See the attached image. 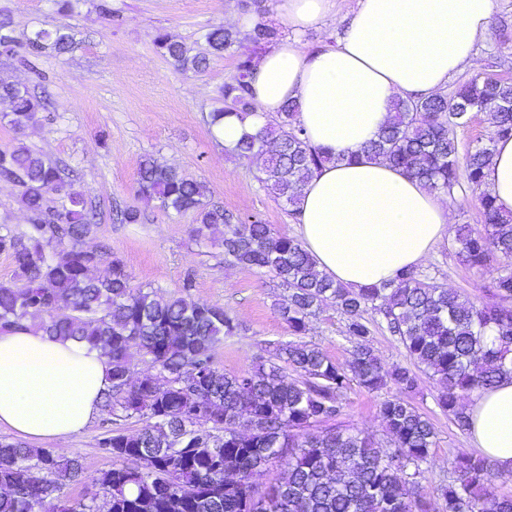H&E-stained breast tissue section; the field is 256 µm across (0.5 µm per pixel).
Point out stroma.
Here are the masks:
<instances>
[{"mask_svg":"<svg viewBox=\"0 0 512 512\" xmlns=\"http://www.w3.org/2000/svg\"><path fill=\"white\" fill-rule=\"evenodd\" d=\"M0 15L10 18L19 45L14 54L0 53V83L22 81L45 92L49 104L34 122L17 133L0 123V148L25 143L45 156L64 161L80 174L74 185L96 205L99 218L88 246L107 258L120 259L135 288L161 293L187 292L199 303L224 307L242 325L216 350L218 367L227 373L251 368L257 358L276 362L274 342L289 338L275 305L285 291L266 272L225 263L223 230L204 242L191 234L193 213L165 210L159 201L136 193L137 166L152 154L188 177L203 181L210 202L241 219H260L281 234L294 235L295 218L285 203L260 182L256 160L226 155L206 123L219 107L220 89L236 66V55L214 59L202 74L176 71L153 44L165 32L193 51L206 47L204 33L234 16H259L274 27L273 11L256 14L252 0H80L75 10L58 11L52 0H0ZM66 28L74 41L69 53H27L24 44L40 28ZM474 74L512 79V0H495L490 36L476 48ZM138 209L139 224L112 221L114 203ZM421 269L449 290L472 301L483 298L497 272L463 265L450 244L440 243ZM305 338L332 360L350 359L352 343L345 321L326 308L310 318ZM438 389L420 375L411 402L432 419L436 433L433 460L419 479L421 494L440 508L438 489L450 477V462L469 449L468 434L458 429L435 404ZM380 397L358 386L344 396L346 424L385 441L378 411ZM105 424L94 420L58 447L83 457L88 473L109 468L110 458L97 446Z\"/></svg>","mask_w":512,"mask_h":512,"instance_id":"1","label":"stroma"}]
</instances>
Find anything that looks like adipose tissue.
<instances>
[{
	"instance_id": "1",
	"label": "adipose tissue",
	"mask_w": 512,
	"mask_h": 512,
	"mask_svg": "<svg viewBox=\"0 0 512 512\" xmlns=\"http://www.w3.org/2000/svg\"><path fill=\"white\" fill-rule=\"evenodd\" d=\"M336 0H277L282 37L255 61V112L215 126L225 147L256 133L289 100L311 142L331 158L300 186L296 233L318 270L353 287L421 264L448 235V197L380 160L362 156L396 99L428 96L475 63L493 25L494 0H358L336 45L310 52L301 40ZM482 191L512 213V138L494 143ZM112 386L106 356L89 344L27 329L0 332V429L35 440L84 430ZM470 443L512 474V378L472 395Z\"/></svg>"
}]
</instances>
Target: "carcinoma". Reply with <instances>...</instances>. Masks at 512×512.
I'll return each mask as SVG.
<instances>
[{"mask_svg": "<svg viewBox=\"0 0 512 512\" xmlns=\"http://www.w3.org/2000/svg\"><path fill=\"white\" fill-rule=\"evenodd\" d=\"M204 40L207 50L194 55L160 31L153 44L176 70L202 73L238 43L237 32L222 25L210 28ZM71 44L61 27L40 28L27 39L34 51L58 54ZM0 45L12 53L17 46L7 17H0ZM253 66L254 56H238L209 126L253 113ZM2 102L8 110L0 118L18 132L41 108L24 83H0ZM485 111L494 114L495 136L512 137V83L476 75L449 97L399 99L363 152L448 196L463 179L478 188L494 139L462 151L455 129L467 125L471 113ZM233 151L261 156L262 183L288 205L297 188L331 161L296 123L291 103L276 124L245 135ZM0 180L17 188L32 221L23 236L0 226V253L13 262L11 279L0 282V331L36 328L100 349L112 365V388L101 404L106 421L143 423L135 432L107 430L98 448L112 464L92 476L78 455L0 441V512H431L418 478L431 461L436 430L403 394L417 387V371L429 374L438 385L437 407L466 430L463 394L512 377V214H502L486 192L479 197L483 229L458 224L452 238L462 264H500L489 297L472 302L416 267L378 286L349 288L320 272L301 240L259 219L241 220L208 201L204 183L143 157L138 195L158 199L166 210L194 213L200 240L224 225V260L264 269L288 290L278 312L293 339L275 344V351L295 373L290 379L283 368L262 361L242 373L217 367L216 347L242 329L223 307L134 289L116 258L105 274L94 275L104 252L83 244L96 212L58 162L23 144L0 148ZM55 195L65 199L60 210L52 206ZM329 306L344 316L346 336L355 343L345 365L302 340L307 319ZM375 327L399 338L416 370H383L368 340ZM133 348L151 366L136 378ZM353 383L377 394L391 384L398 390L379 402L386 444L340 421ZM244 415L248 433L237 429ZM275 463L286 465L287 477L268 478ZM492 467L484 455L458 453L448 483L440 486L443 512H485L488 501L492 512H512V495L492 491ZM88 478L98 493L62 497L64 487Z\"/></svg>", "mask_w": 512, "mask_h": 512, "instance_id": "carcinoma-1", "label": "carcinoma"}]
</instances>
